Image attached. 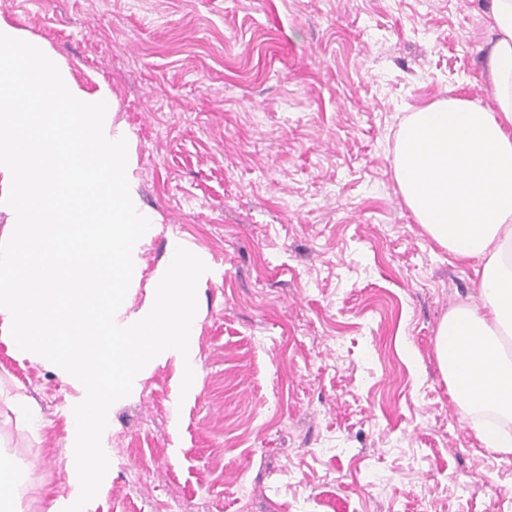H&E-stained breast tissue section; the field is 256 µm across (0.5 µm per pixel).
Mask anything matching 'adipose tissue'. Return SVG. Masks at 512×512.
<instances>
[{
    "instance_id": "adipose-tissue-1",
    "label": "adipose tissue",
    "mask_w": 512,
    "mask_h": 512,
    "mask_svg": "<svg viewBox=\"0 0 512 512\" xmlns=\"http://www.w3.org/2000/svg\"><path fill=\"white\" fill-rule=\"evenodd\" d=\"M492 104L438 100L405 115L391 167L406 208L456 260L478 302L453 306L435 356L481 447L512 455V0H486Z\"/></svg>"
}]
</instances>
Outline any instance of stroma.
Wrapping results in <instances>:
<instances>
[{
    "label": "stroma",
    "mask_w": 512,
    "mask_h": 512,
    "mask_svg": "<svg viewBox=\"0 0 512 512\" xmlns=\"http://www.w3.org/2000/svg\"><path fill=\"white\" fill-rule=\"evenodd\" d=\"M484 0H0V14L107 82L143 201L208 252L200 379L175 361L110 411V467L85 512H512V460L481 448L435 358L439 322L478 297L391 170L402 116L490 101ZM0 441L78 497L64 457L76 392L0 341ZM31 396L37 421L9 395ZM181 415L172 431V412Z\"/></svg>",
    "instance_id": "35a3bbf8"
}]
</instances>
